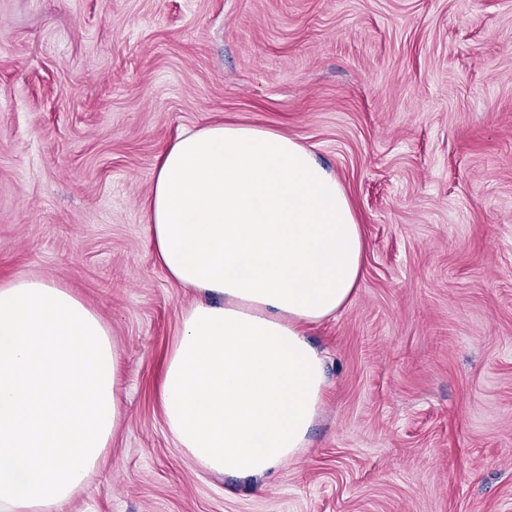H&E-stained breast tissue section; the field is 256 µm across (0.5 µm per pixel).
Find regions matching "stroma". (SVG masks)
<instances>
[{
    "instance_id": "stroma-1",
    "label": "stroma",
    "mask_w": 512,
    "mask_h": 512,
    "mask_svg": "<svg viewBox=\"0 0 512 512\" xmlns=\"http://www.w3.org/2000/svg\"><path fill=\"white\" fill-rule=\"evenodd\" d=\"M216 121L308 147L365 241L308 330L323 408L258 482L201 471L158 393L195 297L145 201ZM24 274L120 353L118 425L60 512H512V0H0V280Z\"/></svg>"
}]
</instances>
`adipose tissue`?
Listing matches in <instances>:
<instances>
[{
  "instance_id": "ef3b65f1",
  "label": "adipose tissue",
  "mask_w": 512,
  "mask_h": 512,
  "mask_svg": "<svg viewBox=\"0 0 512 512\" xmlns=\"http://www.w3.org/2000/svg\"><path fill=\"white\" fill-rule=\"evenodd\" d=\"M154 254L196 300L159 386L165 426L202 469L264 478L307 443L326 387L302 327L336 315L364 239L336 176L274 130L211 123L162 153ZM120 355L70 289L0 282V512H59L108 448Z\"/></svg>"
}]
</instances>
